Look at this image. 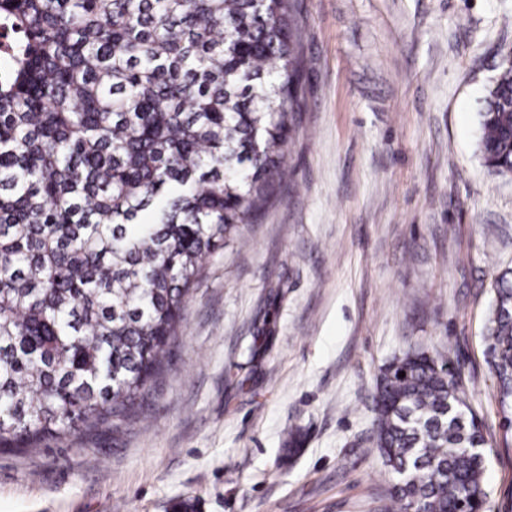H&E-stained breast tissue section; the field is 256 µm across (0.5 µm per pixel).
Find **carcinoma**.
Here are the masks:
<instances>
[{
	"label": "carcinoma",
	"instance_id": "1",
	"mask_svg": "<svg viewBox=\"0 0 512 512\" xmlns=\"http://www.w3.org/2000/svg\"><path fill=\"white\" fill-rule=\"evenodd\" d=\"M298 0H0V448L133 419L216 249L266 208L301 109ZM512 173V65L479 112ZM484 334L512 433V269ZM405 376H399V373ZM373 443L399 512H481L488 445L451 352L383 365Z\"/></svg>",
	"mask_w": 512,
	"mask_h": 512
}]
</instances>
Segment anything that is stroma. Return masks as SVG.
<instances>
[{"mask_svg": "<svg viewBox=\"0 0 512 512\" xmlns=\"http://www.w3.org/2000/svg\"><path fill=\"white\" fill-rule=\"evenodd\" d=\"M299 9L285 183L209 257L138 417L0 450V512H389L372 395L411 346L458 349L491 438L484 512H512L482 341L512 268V174L479 150L483 101L512 64V0Z\"/></svg>", "mask_w": 512, "mask_h": 512, "instance_id": "stroma-1", "label": "stroma"}]
</instances>
